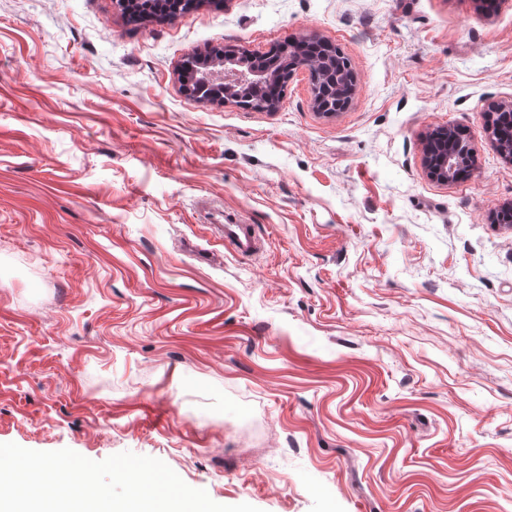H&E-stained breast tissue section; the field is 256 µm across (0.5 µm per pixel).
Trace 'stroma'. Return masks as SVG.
<instances>
[{"label": "stroma", "instance_id": "1", "mask_svg": "<svg viewBox=\"0 0 512 512\" xmlns=\"http://www.w3.org/2000/svg\"><path fill=\"white\" fill-rule=\"evenodd\" d=\"M320 38L350 107L185 93ZM512 0H0V443L164 461L260 512H512ZM461 131L467 178L429 177ZM253 224L228 252L203 206ZM201 1L202 0H144L142 10L146 16L133 14L128 21L134 25H139L145 21L169 23L176 20L182 14L198 8ZM441 151L433 157L430 138L424 143L423 152L426 167L434 179L448 183L456 180L463 168L471 169L475 163V153L468 142L458 138L455 129H444Z\"/></svg>", "mask_w": 512, "mask_h": 512}]
</instances>
